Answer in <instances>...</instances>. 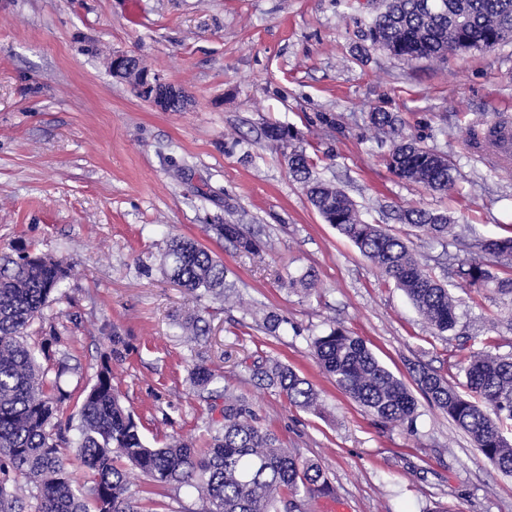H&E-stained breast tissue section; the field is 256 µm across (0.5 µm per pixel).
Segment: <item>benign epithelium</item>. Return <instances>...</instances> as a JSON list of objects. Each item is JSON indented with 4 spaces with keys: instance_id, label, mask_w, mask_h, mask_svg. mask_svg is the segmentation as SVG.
Listing matches in <instances>:
<instances>
[{
    "instance_id": "1",
    "label": "benign epithelium",
    "mask_w": 512,
    "mask_h": 512,
    "mask_svg": "<svg viewBox=\"0 0 512 512\" xmlns=\"http://www.w3.org/2000/svg\"><path fill=\"white\" fill-rule=\"evenodd\" d=\"M110 70L113 77L129 81L137 96L160 111L178 112L187 104V98L181 89L141 66L138 58L133 55H112Z\"/></svg>"
}]
</instances>
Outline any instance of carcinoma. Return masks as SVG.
I'll return each instance as SVG.
<instances>
[{
  "label": "carcinoma",
  "instance_id": "obj_1",
  "mask_svg": "<svg viewBox=\"0 0 512 512\" xmlns=\"http://www.w3.org/2000/svg\"><path fill=\"white\" fill-rule=\"evenodd\" d=\"M367 39L372 48L407 62L472 50L491 52L512 41V0H387L372 19ZM369 122L394 137L385 158L392 174L433 192L454 189V162L421 140L401 134L394 113L375 108ZM265 138L287 158L289 174L324 221L393 280L435 332L454 330L457 305L447 284L421 268L406 242L378 224L363 221L343 191L312 177L310 157L302 149H289L293 133L288 126L268 124ZM403 220L418 235L448 247L455 224L447 214L410 207L403 211ZM219 232L241 252L261 251L260 242L239 224H221ZM510 258L512 237L490 238L480 243L479 252L453 258L449 269L460 288L478 293L492 285L508 296L512 278H500L492 268ZM162 265L169 278L188 292L226 298L224 262L197 241L170 239ZM69 275L70 268L35 251L15 258L0 256V512H23L18 490L24 484L36 488L35 512H139L131 492V469L159 487L198 489L206 500L204 512H281V507L302 495L330 491L322 466L290 454L227 387L223 422L211 432L208 448L200 451L181 440L149 446L142 424L112 383L111 362L122 360L124 347L122 337L115 334L91 386L73 393L47 381L48 370L37 354L50 358L49 348L60 337L44 338L38 353L24 337L43 320L44 309ZM313 350L336 386L367 413L383 423L414 424L416 398L362 339L333 327L314 339ZM461 370L466 395L427 368L416 370L414 381L503 475L512 476V442L502 432L503 423L512 421V355L472 354L463 359ZM251 372L259 385L276 389L291 405L304 410L318 407L313 385L287 364L262 359L254 362ZM215 380V373L203 364L191 373L199 391L208 390ZM70 400L75 402L78 420L74 442L58 419ZM72 446L92 473L93 485L87 490L69 463Z\"/></svg>",
  "mask_w": 512,
  "mask_h": 512
}]
</instances>
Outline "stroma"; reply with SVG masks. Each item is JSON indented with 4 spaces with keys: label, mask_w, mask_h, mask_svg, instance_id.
<instances>
[{
    "label": "stroma",
    "mask_w": 512,
    "mask_h": 512,
    "mask_svg": "<svg viewBox=\"0 0 512 512\" xmlns=\"http://www.w3.org/2000/svg\"><path fill=\"white\" fill-rule=\"evenodd\" d=\"M138 7L134 23L129 0H0V255L33 248L71 269L27 337L37 346L59 336L50 361L59 387L92 384L116 332L126 351L114 382L151 445L179 437L206 447L223 401L193 386L203 364L283 447L323 466L332 491L306 500V512H431L439 502L452 512H512V477L446 414L422 398L414 427L381 423L336 387L312 350L314 338L341 326L405 384L426 367L459 385L465 353L512 354V297L451 287L459 323L435 335L403 291L323 221L263 135L270 122L292 127L316 177L447 279L449 256L512 236V168L469 148L472 133L512 108V41L406 63L363 48L383 0ZM115 53L183 89L187 108L162 112L137 97L112 77ZM377 106L398 116L403 134L452 159L453 192L388 170L391 141L368 119ZM323 113L334 126L320 124ZM413 206L448 213L459 240L444 248L416 236L399 219ZM224 223L258 234L264 249L236 250L215 230ZM173 236L223 260L228 301L196 297L164 275ZM309 269L313 288L289 287V276ZM271 313L273 332L264 328ZM189 317L206 329L195 341L179 327ZM261 357L308 379L319 412L255 387L250 366ZM131 482L142 512H203L192 487L159 489L137 472Z\"/></svg>",
    "instance_id": "35a3bbf8"
}]
</instances>
